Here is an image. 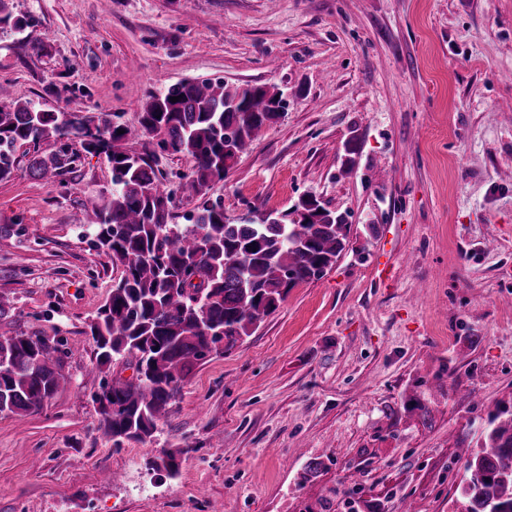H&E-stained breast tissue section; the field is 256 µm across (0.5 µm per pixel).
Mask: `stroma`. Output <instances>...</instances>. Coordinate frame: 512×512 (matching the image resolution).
Listing matches in <instances>:
<instances>
[{"label": "stroma", "instance_id": "35a3bbf8", "mask_svg": "<svg viewBox=\"0 0 512 512\" xmlns=\"http://www.w3.org/2000/svg\"><path fill=\"white\" fill-rule=\"evenodd\" d=\"M0 85L137 130L183 79L276 86L286 108L210 202L232 222L314 195L352 226L326 275L289 289L186 379L151 441L115 445L85 331L117 276L84 208L105 155L48 185L0 182L11 329L68 339L66 383L0 418V512H457L464 462L512 410V0H8ZM175 223L191 161L158 157ZM181 449L176 478L149 463ZM322 468L306 473L310 461Z\"/></svg>", "mask_w": 512, "mask_h": 512}]
</instances>
